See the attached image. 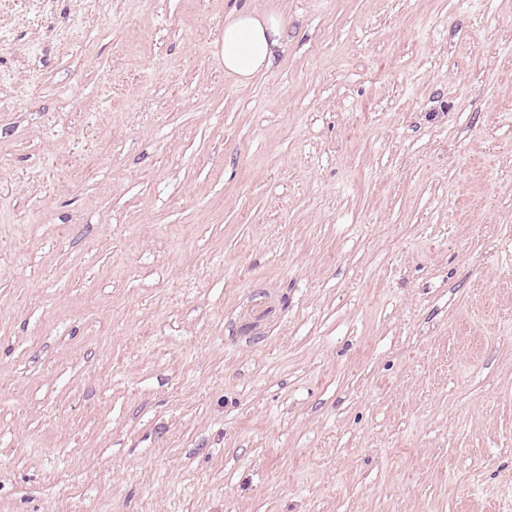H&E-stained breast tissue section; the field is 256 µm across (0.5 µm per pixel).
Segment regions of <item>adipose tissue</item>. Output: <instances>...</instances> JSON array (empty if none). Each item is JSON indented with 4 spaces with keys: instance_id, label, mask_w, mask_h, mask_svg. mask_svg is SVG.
Returning <instances> with one entry per match:
<instances>
[{
    "instance_id": "ef3b65f1",
    "label": "adipose tissue",
    "mask_w": 512,
    "mask_h": 512,
    "mask_svg": "<svg viewBox=\"0 0 512 512\" xmlns=\"http://www.w3.org/2000/svg\"><path fill=\"white\" fill-rule=\"evenodd\" d=\"M286 22L279 15L241 11L224 24V70L249 83L268 69L284 43Z\"/></svg>"
}]
</instances>
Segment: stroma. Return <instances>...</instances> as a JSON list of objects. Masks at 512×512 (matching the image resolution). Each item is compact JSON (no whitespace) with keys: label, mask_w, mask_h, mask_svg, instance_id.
Segmentation results:
<instances>
[{"label":"stroma","mask_w":512,"mask_h":512,"mask_svg":"<svg viewBox=\"0 0 512 512\" xmlns=\"http://www.w3.org/2000/svg\"><path fill=\"white\" fill-rule=\"evenodd\" d=\"M1 31L0 512H512V0ZM285 19L240 11L224 22V71L241 84H248L268 69L283 48Z\"/></svg>","instance_id":"35a3bbf8"}]
</instances>
